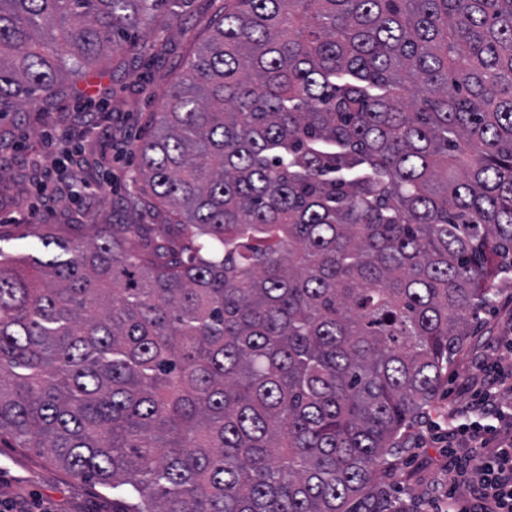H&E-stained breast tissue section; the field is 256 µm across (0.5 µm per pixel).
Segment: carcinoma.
Segmentation results:
<instances>
[{"label": "carcinoma", "instance_id": "1", "mask_svg": "<svg viewBox=\"0 0 512 512\" xmlns=\"http://www.w3.org/2000/svg\"><path fill=\"white\" fill-rule=\"evenodd\" d=\"M159 0H0V115ZM176 239L0 251V435L112 512H385L512 276V0H224L136 147Z\"/></svg>", "mask_w": 512, "mask_h": 512}]
</instances>
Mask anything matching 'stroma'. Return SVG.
<instances>
[{"label":"stroma","instance_id":"stroma-1","mask_svg":"<svg viewBox=\"0 0 512 512\" xmlns=\"http://www.w3.org/2000/svg\"><path fill=\"white\" fill-rule=\"evenodd\" d=\"M224 12V0H164L150 21L132 35L136 53L114 56L109 71L79 81L49 112L27 111L0 119V251L48 259L39 237L54 236L81 242L95 224L125 221L124 205L133 196L145 203L136 215L140 224H160L164 213L147 198L138 173L135 146L149 137L159 103L173 90L185 69ZM71 133L86 164L81 172L82 199L62 200L48 220L15 223L33 200L28 177L33 160L51 165L53 156L42 144L47 129ZM512 337V283L504 285L455 356L429 412L436 415L465 406L470 400L467 378L474 364L512 360L501 355L500 339ZM404 447L388 456L377 472L383 497L430 512L432 484L444 478V457L436 430L418 420L403 439ZM0 500L25 502L43 512H112V494L99 485L69 475L34 449L17 447L11 437L0 438Z\"/></svg>","mask_w":512,"mask_h":512}]
</instances>
